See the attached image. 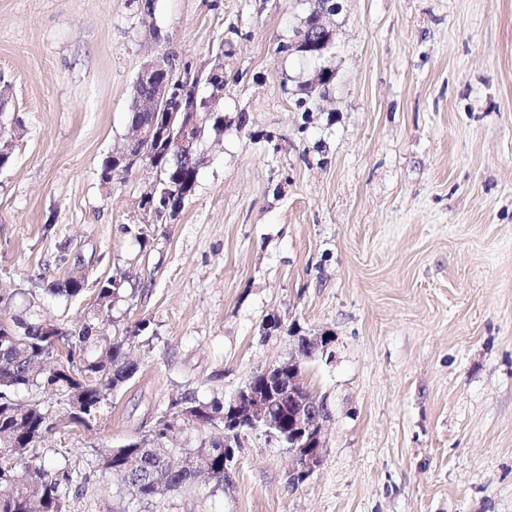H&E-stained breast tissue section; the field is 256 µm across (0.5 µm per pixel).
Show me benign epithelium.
Segmentation results:
<instances>
[{
    "mask_svg": "<svg viewBox=\"0 0 512 512\" xmlns=\"http://www.w3.org/2000/svg\"><path fill=\"white\" fill-rule=\"evenodd\" d=\"M305 24L315 26L319 37L296 38L289 46L307 57L319 59L330 48L331 32L322 23V13L314 10L307 16ZM334 78V70L321 68L307 83V88L324 93ZM148 81L152 85L139 96L140 111L177 112L183 115L182 123L177 128L168 123L163 129L153 124L131 129L123 148L109 155L110 171L102 181L105 187L112 186V180L118 176L151 166L154 145L161 139L166 140L168 149L180 154L189 156L193 151L196 137L192 129L202 122L204 105L198 103L197 95H185L183 87L199 84L201 75L188 66L177 68L162 53L143 64L135 85L140 88ZM297 332L293 326L288 328V334L297 338V351L302 357L312 350L325 352L332 343V337L325 334L299 336ZM285 373L288 374V387L271 390L274 381ZM260 376L264 377L267 388H256L250 381L224 405V456L236 458L245 432L261 430L271 439L287 445L292 460L291 481L302 483L322 462L323 429L328 419L325 406L306 392L301 363L294 356L285 363L267 367Z\"/></svg>",
    "mask_w": 512,
    "mask_h": 512,
    "instance_id": "obj_1",
    "label": "benign epithelium"
}]
</instances>
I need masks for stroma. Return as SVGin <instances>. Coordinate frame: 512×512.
<instances>
[{
	"label": "stroma",
	"mask_w": 512,
	"mask_h": 512,
	"mask_svg": "<svg viewBox=\"0 0 512 512\" xmlns=\"http://www.w3.org/2000/svg\"><path fill=\"white\" fill-rule=\"evenodd\" d=\"M333 2L317 62L278 50L315 0H0L22 119L0 169V319L72 327L121 275L109 330L149 323L91 426L37 446L88 477L64 512H122L100 454L151 436L173 398L227 399L286 361L270 315L334 338L301 361L331 411L320 467L292 484L286 449L251 433L227 484L145 512H512V0ZM160 52L224 71V129L164 224L140 207L154 170L98 177ZM322 66L335 79L306 96ZM71 276L81 297L50 292ZM124 281L125 278L122 276H111L99 282L95 305H97L100 298H105V309H112V305H114L122 297L121 293L123 290ZM117 282H119V287H117ZM98 308L100 307L98 306Z\"/></svg>",
	"instance_id": "obj_1"
}]
</instances>
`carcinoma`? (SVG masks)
<instances>
[{
    "label": "carcinoma",
    "mask_w": 512,
    "mask_h": 512,
    "mask_svg": "<svg viewBox=\"0 0 512 512\" xmlns=\"http://www.w3.org/2000/svg\"><path fill=\"white\" fill-rule=\"evenodd\" d=\"M166 124L161 112L130 111L128 123ZM205 127L214 131L224 128L223 99H218L206 116ZM153 168L160 179L176 189L194 190L198 161L178 155L163 146L154 149ZM125 278L111 276L99 282L96 298L106 299L110 309L121 298ZM84 280L68 278L54 284L50 292L67 298L79 296ZM38 319L13 317L0 322V512H62L63 500L74 481L64 467H49L33 453L37 443L58 426L56 416L45 403L32 398L21 403L14 394L21 388L48 389L63 404L64 415L86 426L97 418L113 389L134 377L136 364L129 350L146 320L134 328L112 334L100 327L99 317L89 312L84 322L72 329L59 328L55 334H41ZM170 414L158 422L153 438L131 440L101 456V477L117 474L122 478L127 498L125 512H142L143 505L160 492L184 491L206 475L217 485H224V436L218 425L205 420L197 423L203 430H215L203 445L191 450L188 465L176 464L181 448L164 446L174 434Z\"/></svg>",
    "instance_id": "obj_1"
}]
</instances>
